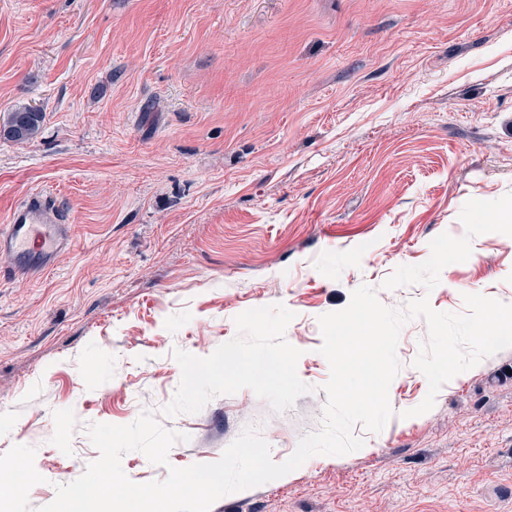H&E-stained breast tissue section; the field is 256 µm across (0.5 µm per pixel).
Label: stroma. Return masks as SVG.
Wrapping results in <instances>:
<instances>
[{"instance_id": "1", "label": "stroma", "mask_w": 512, "mask_h": 512, "mask_svg": "<svg viewBox=\"0 0 512 512\" xmlns=\"http://www.w3.org/2000/svg\"><path fill=\"white\" fill-rule=\"evenodd\" d=\"M0 221L51 192L73 244L36 277L0 275V460L26 462L38 512L98 450L91 424L145 411L189 434L137 483L218 460L251 427L283 462L323 426L321 315L367 285L387 307L464 295L512 304V236L472 241L434 289H383L471 199L512 193V0H0ZM402 328L395 412L211 512H512V348L447 382L427 413ZM275 359L294 379L253 376ZM45 114L41 108L18 105L0 118V140L16 144L27 143L37 137Z\"/></svg>"}]
</instances>
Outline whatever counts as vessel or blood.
I'll list each match as a JSON object with an SVG mask.
<instances>
[{"instance_id": "b4317fda", "label": "vessel or blood", "mask_w": 512, "mask_h": 512, "mask_svg": "<svg viewBox=\"0 0 512 512\" xmlns=\"http://www.w3.org/2000/svg\"><path fill=\"white\" fill-rule=\"evenodd\" d=\"M69 215L51 196L34 194L12 210L0 226V272L41 274L54 256L70 247Z\"/></svg>"}]
</instances>
